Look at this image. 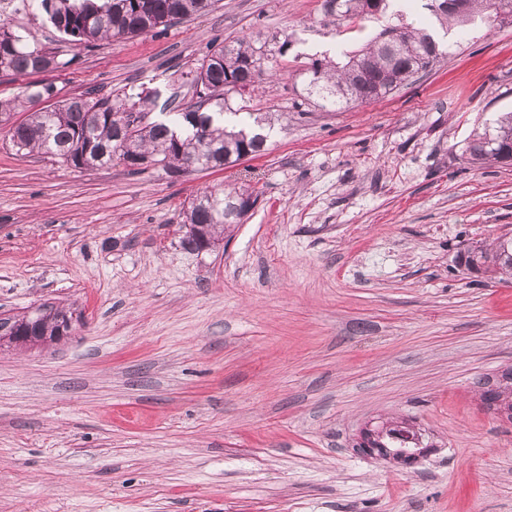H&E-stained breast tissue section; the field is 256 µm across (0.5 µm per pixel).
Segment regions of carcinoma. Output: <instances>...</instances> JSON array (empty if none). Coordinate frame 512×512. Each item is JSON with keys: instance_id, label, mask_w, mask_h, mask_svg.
<instances>
[{"instance_id": "obj_1", "label": "carcinoma", "mask_w": 512, "mask_h": 512, "mask_svg": "<svg viewBox=\"0 0 512 512\" xmlns=\"http://www.w3.org/2000/svg\"><path fill=\"white\" fill-rule=\"evenodd\" d=\"M210 0H29L31 14L42 15L61 34L53 47L29 41L11 22L0 17V75L25 77L70 69L76 49L112 38L156 35L174 22L207 11ZM387 0H327L336 17L354 23L385 11ZM512 9V0H461L457 11L435 14L440 25L471 23L495 9ZM289 38L268 40L249 34L226 46L220 42L185 72V82L197 102L160 112V118L129 125V113L148 114L159 91L142 83L112 95L87 91L65 96L50 79L29 81L11 97H0L3 141L24 155L58 158L78 169H93L117 159L131 174L150 167L172 173L200 159L222 168L246 155L268 149L274 130L269 112H252L243 104L273 72V64L288 51ZM447 54L428 26L389 25L357 51L344 53L342 64L313 61L305 71V100L314 97L324 107L382 98L414 75L433 67ZM504 146L512 141V112L502 113L493 131H475L464 154L467 163L500 161L485 147L490 137ZM258 195L252 188L207 187L183 206L185 232L181 243L194 250L203 237L213 246L225 230L241 223L235 213ZM464 265L488 276H512V237L491 248L475 247L464 254ZM40 332L59 335L54 307L40 316ZM422 435L405 422H389L363 432L361 447L399 458V449L418 448Z\"/></svg>"}]
</instances>
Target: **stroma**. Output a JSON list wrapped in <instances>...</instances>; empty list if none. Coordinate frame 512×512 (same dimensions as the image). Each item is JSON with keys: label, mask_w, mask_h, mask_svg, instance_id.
Returning <instances> with one entry per match:
<instances>
[{"label": "stroma", "mask_w": 512, "mask_h": 512, "mask_svg": "<svg viewBox=\"0 0 512 512\" xmlns=\"http://www.w3.org/2000/svg\"><path fill=\"white\" fill-rule=\"evenodd\" d=\"M324 0H212L164 33L80 49L65 94L151 82L168 98L213 42L289 35L268 150L180 176L77 170L0 145V313H81L61 343L0 351V512H512V421L484 381L512 368V278L468 270L512 236V164H466L512 111V23L436 29L448 54L380 100L298 113L312 59L385 24ZM260 196L217 247L180 244L207 187ZM409 420L401 464L364 429Z\"/></svg>", "instance_id": "35a3bbf8"}]
</instances>
